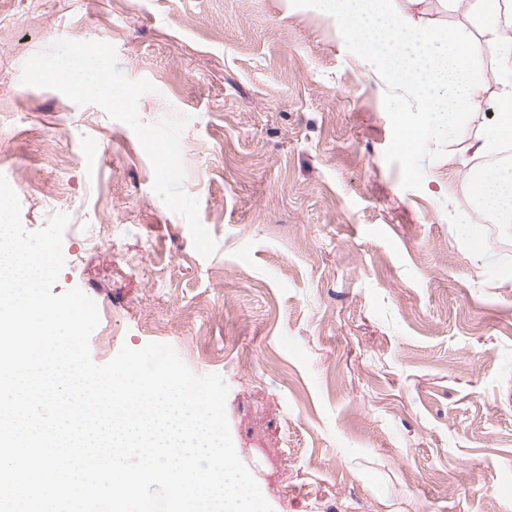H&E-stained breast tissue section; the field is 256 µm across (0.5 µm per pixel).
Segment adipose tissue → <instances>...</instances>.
Segmentation results:
<instances>
[{
  "mask_svg": "<svg viewBox=\"0 0 512 512\" xmlns=\"http://www.w3.org/2000/svg\"><path fill=\"white\" fill-rule=\"evenodd\" d=\"M394 8L392 0H331L336 27L359 56L386 60V76L404 75L422 96L420 115L412 121L398 119L397 140L414 147L450 134L467 111L478 102L477 81L471 60L485 49L498 59L504 85L492 122L475 137L473 155L488 153L512 141V0H450L467 4L481 36L465 37L458 29H438L418 23L412 5ZM471 197L489 215L512 214V178L498 174L468 179Z\"/></svg>",
  "mask_w": 512,
  "mask_h": 512,
  "instance_id": "adipose-tissue-1",
  "label": "adipose tissue"
}]
</instances>
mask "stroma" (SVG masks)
Wrapping results in <instances>:
<instances>
[{"mask_svg":"<svg viewBox=\"0 0 512 512\" xmlns=\"http://www.w3.org/2000/svg\"><path fill=\"white\" fill-rule=\"evenodd\" d=\"M112 44L138 111L189 115L203 257L136 134L21 84L59 39ZM406 156L419 100L308 0H0V175L34 231L70 215L53 294L100 310L95 363L172 345L220 375L274 512H512V223L472 212L469 145L502 85Z\"/></svg>","mask_w":512,"mask_h":512,"instance_id":"1","label":"stroma"}]
</instances>
